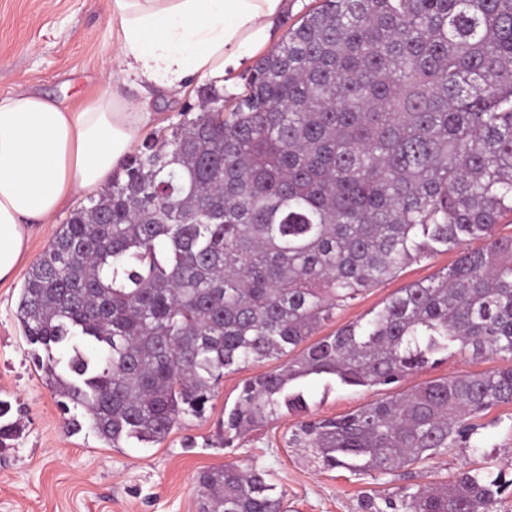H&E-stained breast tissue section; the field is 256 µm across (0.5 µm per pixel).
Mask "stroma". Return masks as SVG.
Instances as JSON below:
<instances>
[{"instance_id":"35a3bbf8","label":"stroma","mask_w":512,"mask_h":512,"mask_svg":"<svg viewBox=\"0 0 512 512\" xmlns=\"http://www.w3.org/2000/svg\"><path fill=\"white\" fill-rule=\"evenodd\" d=\"M111 57L107 0H0V95L32 89L77 107L117 85L129 99H139L138 88L107 73ZM197 104L192 86L180 96L158 98L140 140L163 135ZM55 230L52 224L32 225L24 261L0 281V399L10 403V419L21 424L19 435L0 447V512H199L198 472L228 463L269 470L289 512H361L363 496L393 490V477L376 481L342 468L327 470L310 453L288 447L297 423L289 415L224 447L218 422L242 379L256 374L253 366L226 373L205 418L176 425L160 443L112 448L88 429L67 428L16 318L25 275ZM456 257L453 251L439 253L407 266L338 309L334 326L367 316L399 288L430 280ZM308 391L318 417L343 415L386 395L380 387L342 388L323 378L310 382ZM479 424L492 472L512 483V404L487 411Z\"/></svg>"}]
</instances>
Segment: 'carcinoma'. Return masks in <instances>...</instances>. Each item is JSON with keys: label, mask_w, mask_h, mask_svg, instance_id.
Returning <instances> with one entry per match:
<instances>
[{"label": "carcinoma", "mask_w": 512, "mask_h": 512, "mask_svg": "<svg viewBox=\"0 0 512 512\" xmlns=\"http://www.w3.org/2000/svg\"><path fill=\"white\" fill-rule=\"evenodd\" d=\"M149 139L26 273L17 318L64 411L105 444L160 443L205 415L224 374V447L283 415L327 469L412 479L512 403V0H321L249 68L246 89ZM471 239L445 273L313 339L363 292ZM453 352L506 365L397 384ZM383 387L332 418L301 381ZM0 400V447L18 434ZM512 485L464 469L363 512H497ZM200 512H288L272 474L197 475Z\"/></svg>", "instance_id": "obj_1"}]
</instances>
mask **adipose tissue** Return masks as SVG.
Here are the masks:
<instances>
[{
    "label": "adipose tissue",
    "mask_w": 512,
    "mask_h": 512,
    "mask_svg": "<svg viewBox=\"0 0 512 512\" xmlns=\"http://www.w3.org/2000/svg\"><path fill=\"white\" fill-rule=\"evenodd\" d=\"M288 0H109L112 62L143 93L112 90L79 109L33 90L0 95V280L23 259L33 224L53 223L81 190L104 188L152 119L150 94L192 78L223 85L248 51L271 44Z\"/></svg>",
    "instance_id": "adipose-tissue-1"
}]
</instances>
